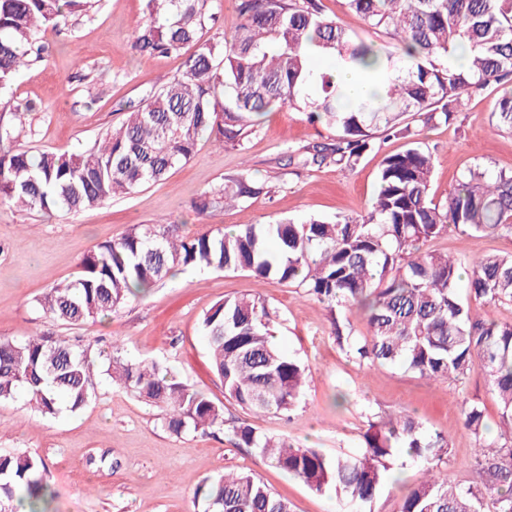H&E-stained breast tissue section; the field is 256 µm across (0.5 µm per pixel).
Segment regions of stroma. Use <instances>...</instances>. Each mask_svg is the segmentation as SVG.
<instances>
[{
  "label": "stroma",
  "instance_id": "stroma-1",
  "mask_svg": "<svg viewBox=\"0 0 512 512\" xmlns=\"http://www.w3.org/2000/svg\"><path fill=\"white\" fill-rule=\"evenodd\" d=\"M146 0H100L74 14L59 30L42 34L44 59L13 84L14 101L30 104L26 148L76 153L118 126L128 105L155 90L159 78L182 72L183 56H141L130 46V28ZM494 97L471 98L452 123L423 126L407 115L412 129L434 153L429 196L442 202L467 170L512 171V131L497 127ZM333 129L310 123L289 108L269 113L244 149L221 148L201 139L189 161L165 182L77 214L48 215L0 204V338L21 341L42 333L80 340L92 351L124 346L138 358L155 360L177 379L224 407L226 419L258 432L288 436L301 448L328 455L357 453L369 423L409 414L448 439L438 467L449 481H473L477 446L462 426L465 407L478 405L496 436L500 408L480 370L463 382L430 381L399 367L367 368L347 357L332 335V319L368 333L354 306L330 314L302 289L244 273L177 270L148 293L129 298L109 318L71 326L46 316L39 299L56 283L74 279L79 262L96 245L120 238L133 225L170 221L183 235L230 231L240 224H267L281 217L366 214L382 159L400 151L404 139L378 140L355 170L289 162L288 151L330 142ZM248 168L271 187L270 195L198 215L191 203L201 193ZM432 250L512 256V235L472 239L452 231ZM259 297L276 313L279 349L307 369L305 394L290 416L254 413L225 400L224 387L208 362L201 320L224 297ZM0 450H24L45 459V481L53 493L51 512H205L195 492L205 478L229 470L258 476L288 499L294 512H348L334 491L309 489L274 467L255 449L235 447L229 433L174 435L160 411L135 394L95 381V394L81 410L48 419L24 398L0 405ZM425 476L416 463L395 467L383 490L360 512H398L402 498Z\"/></svg>",
  "mask_w": 512,
  "mask_h": 512
}]
</instances>
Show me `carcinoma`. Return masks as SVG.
Returning <instances> with one entry per match:
<instances>
[{
    "instance_id": "obj_1",
    "label": "carcinoma",
    "mask_w": 512,
    "mask_h": 512,
    "mask_svg": "<svg viewBox=\"0 0 512 512\" xmlns=\"http://www.w3.org/2000/svg\"><path fill=\"white\" fill-rule=\"evenodd\" d=\"M212 0H148L136 21L131 48L167 55L193 46L182 74L125 113L120 127L80 153H30L22 147L28 104H0V203L45 213H78L139 187L167 179L196 152L200 139L245 148L259 118L281 106L335 128L329 144L289 155L304 166L354 170L375 147V134L401 136L406 147L385 156L371 210L364 216L282 218L240 224L231 232L182 236L174 224H138L98 244L73 280L56 284L39 300L58 321L79 325L104 319L130 297L145 293L176 268L244 272L300 288L329 311L359 305L368 335L332 321L336 345L369 368L400 366L432 380L463 382L479 366L496 395L500 431L486 439L483 411H463V427L480 449L467 486L434 470L448 442L403 415L370 423L366 448L329 456L298 448L245 422L224 421V407L172 376L157 361L114 347L100 364L88 349L59 336L0 340V403L24 394L44 417L76 411L94 394L104 373L162 412L171 433L227 428L238 447L254 448L311 490L331 488L347 505L372 501L385 485L396 450L424 464L427 476L410 490L398 512H481L485 496L495 512H512V322L488 321L472 305L512 306V257L426 249L457 230L469 238L512 235V171L475 168L444 203L428 196L434 158L404 125L414 112L422 122L448 124L465 103L499 93L497 125L512 130V0H346L378 44L329 17L322 0H236L238 29L226 36L203 30L218 22ZM93 0H0V93L25 69L43 60L39 31L66 25L90 11ZM349 69L374 90L353 95L336 81ZM270 194L266 182L244 171L201 194L203 215L230 202ZM276 317L267 303L226 297L202 318L214 373L224 397L255 412L287 413L304 395L306 368L270 340ZM46 463L26 452H0V512L24 501L49 512ZM197 494L206 512H293L292 503L251 473H224L203 481Z\"/></svg>"
}]
</instances>
